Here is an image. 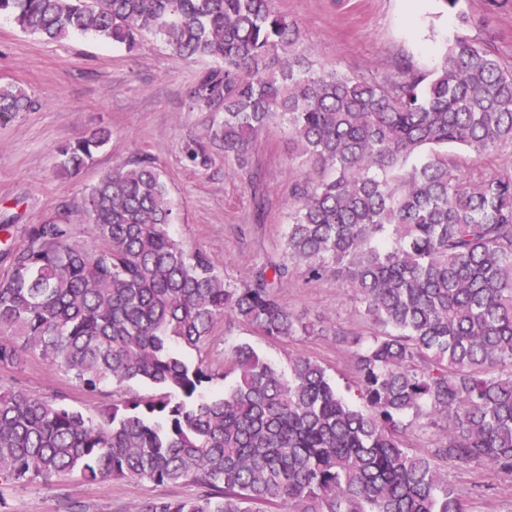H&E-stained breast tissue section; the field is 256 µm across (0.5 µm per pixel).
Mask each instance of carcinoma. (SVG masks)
I'll use <instances>...</instances> for the list:
<instances>
[{"instance_id":"cac0c4a2","label":"carcinoma","mask_w":512,"mask_h":512,"mask_svg":"<svg viewBox=\"0 0 512 512\" xmlns=\"http://www.w3.org/2000/svg\"><path fill=\"white\" fill-rule=\"evenodd\" d=\"M443 2L440 62L382 85L294 56L298 30L271 0H0V16L47 41L83 33L133 50L149 33L220 63L196 98L223 113L211 134L224 156L246 168L280 121L320 172L289 196L281 257L242 286L177 242L148 161L89 189L98 248L55 220L1 250L0 369L37 356L90 397L109 382L159 393L88 416L0 388V485L78 472L203 489L137 512H469L441 467L512 476V159L475 173L448 157L512 144V67L460 33L459 0ZM31 107L23 88L0 85L1 116ZM110 138L99 129L62 148L60 169L79 172ZM293 263L310 281L336 278L378 326L352 339L357 403L306 355L284 373L237 345L236 382L219 393L186 355L225 318L272 341L324 332L281 300ZM421 419L441 433L424 453L407 442Z\"/></svg>"}]
</instances>
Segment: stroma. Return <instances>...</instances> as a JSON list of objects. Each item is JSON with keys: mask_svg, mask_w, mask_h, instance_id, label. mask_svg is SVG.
Returning a JSON list of instances; mask_svg holds the SVG:
<instances>
[{"mask_svg": "<svg viewBox=\"0 0 512 512\" xmlns=\"http://www.w3.org/2000/svg\"><path fill=\"white\" fill-rule=\"evenodd\" d=\"M272 5L297 27L296 50L314 68L380 84L396 79L402 62L420 71L431 69L437 60L433 40L448 30L442 0H273ZM458 8L470 19L465 35L492 42L512 63V6L490 14L485 0H460ZM210 67L208 61L173 54L152 35L132 52L91 35L48 42L0 16V82L24 88L35 102L31 111L0 122V224L9 227L0 233V243H21L28 225L66 218L85 247L97 248L83 226L88 188L113 166L146 158L167 184L178 216L172 227L175 239L218 261L226 280L249 282L265 259L279 258L288 197L307 171L280 123L253 142L245 170L225 160L223 143L211 136L221 113L194 103L198 79ZM98 128L111 130L109 143L79 174L59 171V148ZM191 147L204 152L207 164L188 160ZM281 297L293 313L329 322L332 334L270 341L226 319L200 349L190 351V359L216 373L214 388L221 391L234 382L228 371L232 348L239 343L252 344L284 370L303 354L319 361L348 398H356L355 347L349 340L337 342L334 333L344 331L349 339L366 336L370 321L336 279L308 280L301 265L294 267ZM17 383L33 395L64 399L88 415L128 394L154 393L144 384H110L90 398L70 373L34 356L21 369L0 370V385ZM447 476L465 491L469 512H512V477L484 464L466 471L452 468ZM199 493L189 481L89 482L75 473L8 486L5 498L6 512H134L148 501Z\"/></svg>", "mask_w": 512, "mask_h": 512, "instance_id": "stroma-1", "label": "stroma"}]
</instances>
